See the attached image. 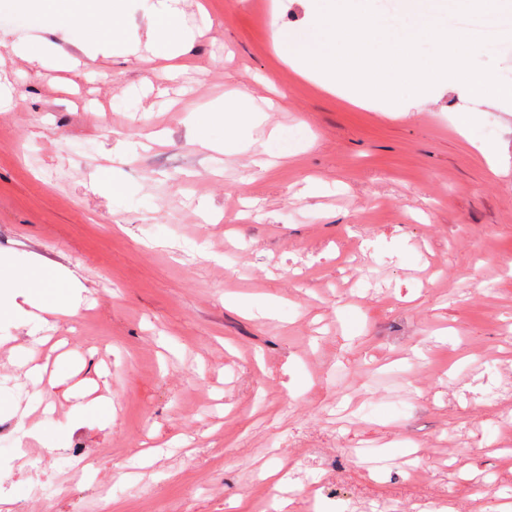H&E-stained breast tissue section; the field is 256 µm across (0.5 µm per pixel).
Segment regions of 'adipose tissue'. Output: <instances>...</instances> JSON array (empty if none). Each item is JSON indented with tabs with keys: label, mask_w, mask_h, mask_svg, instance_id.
<instances>
[{
	"label": "adipose tissue",
	"mask_w": 512,
	"mask_h": 512,
	"mask_svg": "<svg viewBox=\"0 0 512 512\" xmlns=\"http://www.w3.org/2000/svg\"><path fill=\"white\" fill-rule=\"evenodd\" d=\"M6 3L39 26L60 30L71 23H81L91 32L94 45L127 52L134 49L132 32L144 27L155 50L154 61L160 66L184 54L194 41L193 31L183 22L179 0H149L138 22L130 16L126 0H6ZM211 119L227 129L246 131L261 122L245 94L217 105ZM46 271V266L37 261L20 268L12 259L0 257V319L27 327L32 338L40 330L41 313L46 309L43 301Z\"/></svg>",
	"instance_id": "ef3b65f1"
}]
</instances>
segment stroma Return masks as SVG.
Returning a JSON list of instances; mask_svg holds the SVG:
<instances>
[{
  "label": "stroma",
  "instance_id": "obj_1",
  "mask_svg": "<svg viewBox=\"0 0 512 512\" xmlns=\"http://www.w3.org/2000/svg\"><path fill=\"white\" fill-rule=\"evenodd\" d=\"M313 0H182L197 31L184 66L163 71L136 54L82 58L78 23L34 60L9 45L39 40L27 19L0 11V256L74 272L93 307L46 313L50 341L0 321V392L54 408L53 443L26 435L41 412L0 410V473L12 491L0 512H330L305 504L303 478L280 475L273 448L315 466L359 447L345 488L368 500L441 499L445 460L512 489V466L490 444L497 413L475 400L472 356L488 385L512 397V102L471 98L443 81L364 107L324 91L276 55L273 35L301 31ZM111 80H102V73ZM264 121L251 143L223 125L197 143V119L235 93ZM478 122L459 131L455 115ZM162 143L130 152L138 135ZM287 144L268 170L253 161ZM120 182L124 196L107 185ZM360 254L372 283L345 292L341 256ZM437 359L434 380L395 347ZM66 382H28L14 357L54 364ZM357 383L375 393L356 422L310 421ZM112 400L111 419L69 421L68 389ZM195 429L185 435L184 417ZM474 446L461 451L458 432ZM413 435L422 479L398 469ZM45 453L44 474L76 462L91 477L42 498L19 464Z\"/></svg>",
  "mask_w": 512,
  "mask_h": 512
}]
</instances>
